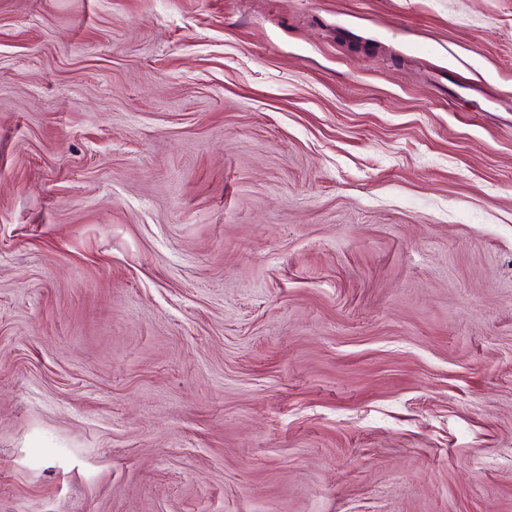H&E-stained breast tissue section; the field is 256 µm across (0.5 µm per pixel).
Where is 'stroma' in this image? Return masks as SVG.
Wrapping results in <instances>:
<instances>
[{
  "label": "stroma",
  "mask_w": 512,
  "mask_h": 512,
  "mask_svg": "<svg viewBox=\"0 0 512 512\" xmlns=\"http://www.w3.org/2000/svg\"><path fill=\"white\" fill-rule=\"evenodd\" d=\"M0 512H512V0H0Z\"/></svg>",
  "instance_id": "stroma-1"
}]
</instances>
